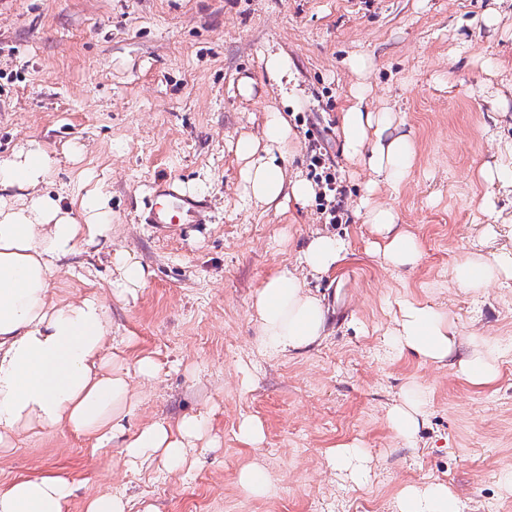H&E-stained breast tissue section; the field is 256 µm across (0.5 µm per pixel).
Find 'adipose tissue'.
Listing matches in <instances>:
<instances>
[{
  "label": "adipose tissue",
  "mask_w": 512,
  "mask_h": 512,
  "mask_svg": "<svg viewBox=\"0 0 512 512\" xmlns=\"http://www.w3.org/2000/svg\"><path fill=\"white\" fill-rule=\"evenodd\" d=\"M368 96L365 87H356L340 116L344 151L371 173L359 206L377 236L376 253L389 266L411 268L421 258L420 244L399 226L396 211L375 196L383 185L409 176L413 138L394 128L391 112L372 109ZM293 152L286 117L268 108L262 138L242 136L235 143L246 205L307 204L311 183L286 166ZM54 164L34 138L0 160V447H13L26 432L64 428L93 438L96 447L116 446L127 467L159 460L180 468L189 449L215 447L207 434L208 414H189L174 423L156 420L128 432L125 422L138 404L131 379L156 378V360L143 356L135 371H128L111 350L112 322L102 297L90 293L66 299L54 293L63 261L80 245L109 238L112 231V210L102 187L87 191L78 203H65L62 193L50 187ZM346 254L344 239L316 232L301 249L297 267L278 269L263 282L251 302L260 349L292 357L320 343L327 312L298 273L335 272ZM112 262L118 271L113 298L137 297L151 270L122 251L114 252ZM452 277L462 291L478 292L512 279V257L469 253L458 260ZM390 342L398 352L449 367L475 386L493 384L498 377L490 347L479 346L477 335L463 336L447 314L420 301L400 304ZM421 402V391H409L387 415L391 429L409 445L424 424ZM371 461L368 449L357 443L338 444L327 456L331 470L357 482L367 476ZM75 491L73 482L54 473L19 478L0 488V512H64ZM395 505L396 512H458V496L435 479L405 484Z\"/></svg>",
  "instance_id": "ef3b65f1"
}]
</instances>
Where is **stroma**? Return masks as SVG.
<instances>
[{
    "label": "stroma",
    "mask_w": 512,
    "mask_h": 512,
    "mask_svg": "<svg viewBox=\"0 0 512 512\" xmlns=\"http://www.w3.org/2000/svg\"><path fill=\"white\" fill-rule=\"evenodd\" d=\"M270 50L287 56L289 82L267 74ZM354 54L373 63L372 107L392 109L413 132L410 175L376 196L421 244L410 269L374 253L358 209L370 172L347 158L340 128L358 81ZM244 77L248 99L237 90ZM270 106L296 134L291 165L305 178L309 143L326 149L348 222L326 226L314 199L279 211L240 202L231 145L261 136ZM31 138L55 159V189L73 199L100 186L110 196L111 241L67 258L56 291L108 296L117 250L152 272L137 299L109 302L113 352L130 369L145 355L160 366L129 429L203 412L217 446L193 467L131 471L117 448L68 430L31 432L0 450V487L61 475L77 486L65 512L109 491L130 512H394L404 484L438 478L460 512H512L502 483L512 474V285L465 294L451 277L465 253L512 256V195L475 177L512 142V0H0V159ZM168 179L207 199L209 223L160 231L142 222ZM489 224L496 234L486 238ZM328 227L348 254L308 281L328 308L326 336L300 356L264 353L254 292ZM408 299L485 336L497 381L475 387L392 350L387 332ZM411 386L426 413L412 448L386 419ZM247 418L264 430L255 448L238 438ZM350 442L372 455L361 485L327 466L329 450ZM251 463L269 476V496L240 490L238 472Z\"/></svg>",
    "instance_id": "stroma-1"
}]
</instances>
